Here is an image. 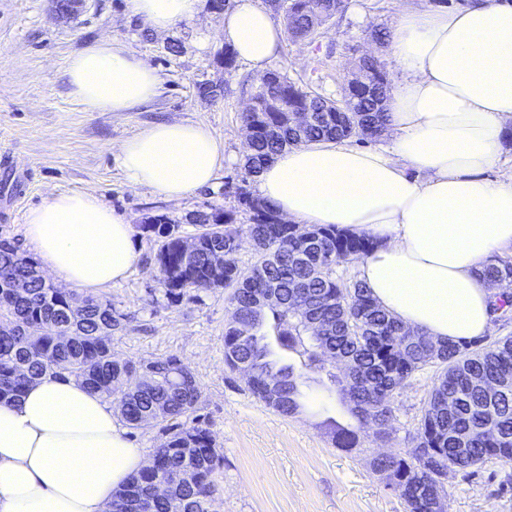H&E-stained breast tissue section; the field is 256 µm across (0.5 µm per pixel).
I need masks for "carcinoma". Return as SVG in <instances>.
<instances>
[{
    "label": "carcinoma",
    "instance_id": "carcinoma-1",
    "mask_svg": "<svg viewBox=\"0 0 512 512\" xmlns=\"http://www.w3.org/2000/svg\"><path fill=\"white\" fill-rule=\"evenodd\" d=\"M282 16L292 39H312L327 21L342 13L345 0H320L311 14L305 0H268ZM370 86L349 81L340 112H322L303 128L291 123L290 111L318 103L319 96L269 72L274 85L253 93V110L242 121L256 128L246 156L245 175L236 187L249 213L245 233L259 252L250 267L239 266L240 229L236 212L209 208L191 214L198 227L195 251L182 250L180 225L155 217L140 226L158 243L159 285L172 304L192 292L230 288L233 314L249 317L272 283L283 289V302L270 305L257 320L252 338L242 341L236 320L224 326V363L236 369L251 365L249 393L284 416L301 412L300 385L308 371L325 368L324 352L350 365L352 379L335 374L342 399L357 426L328 421L334 445L359 447L361 433L390 436L391 400L431 367L437 383L416 428L414 446L383 459H368L371 471L397 492L406 512H436L448 482V464L476 467L491 460L512 462V387L490 392L482 384L512 383V338H482L464 345L436 343L418 330L401 333L402 323L384 311L353 279L336 274L351 255L365 256L376 247L366 233L334 226L282 224L277 208L252 195L250 179L287 146L318 138L377 139L386 128L382 102L389 83L378 61ZM500 288L490 301L496 316L512 310V259L494 257L478 272ZM25 288L16 294L14 285ZM305 290L312 315L293 310L288 297ZM126 316L112 302L63 291L37 275L36 262L13 241L0 237V399H14L35 379L65 372L90 390L110 398L132 429L160 427L165 442L154 449L153 466L132 477L112 501V512H211L214 475L224 455L205 421L195 415L202 392L197 376L174 355L133 361L112 347V331L124 328ZM34 327L38 336H27ZM281 375L277 401L262 390L264 376ZM157 483L166 493L154 492Z\"/></svg>",
    "mask_w": 512,
    "mask_h": 512
}]
</instances>
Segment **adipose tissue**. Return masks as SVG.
Returning <instances> with one entry per match:
<instances>
[{"label":"adipose tissue","mask_w":512,"mask_h":512,"mask_svg":"<svg viewBox=\"0 0 512 512\" xmlns=\"http://www.w3.org/2000/svg\"><path fill=\"white\" fill-rule=\"evenodd\" d=\"M158 32L194 20L201 0H128ZM283 29L255 0H236L224 40L264 72ZM389 144L288 147L257 192L296 224L359 230L377 243L359 278L389 314L436 341L486 336L492 290L478 269L512 248V171L491 176L512 128V0L434 10L416 0L392 30ZM71 95L88 110L129 112L158 96L157 70L101 40L71 57ZM127 181L179 200L209 186L224 150L198 124L157 123L122 142ZM25 236L55 282L93 293L138 260L134 231L98 196L51 195L28 211ZM148 464L118 411L73 376L45 375L0 403V512H109Z\"/></svg>","instance_id":"1"}]
</instances>
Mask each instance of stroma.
Returning <instances> with one entry per match:
<instances>
[{"instance_id": "1", "label": "stroma", "mask_w": 512, "mask_h": 512, "mask_svg": "<svg viewBox=\"0 0 512 512\" xmlns=\"http://www.w3.org/2000/svg\"><path fill=\"white\" fill-rule=\"evenodd\" d=\"M413 0H347V6L313 40H284L272 69L329 99H341L359 58L372 54L392 67L391 44H378L374 30L392 29L401 6ZM223 15L203 8L198 18L157 32L133 16L127 0H84L72 19H58L52 0H0V236L30 253L25 216L51 194L95 193L135 226L138 261L122 281L100 297L128 318L112 333L115 351L135 360L177 356L197 376L206 421L224 467L214 476L218 491L212 512H405L397 493L373 474L367 459L376 448L335 447L326 418L351 423L347 405L312 373L303 411L280 416L254 398L239 373L224 364V326L232 310L229 289L201 291L170 304L158 283L156 245L138 227L156 216L180 225L208 206L239 207L232 190L246 158L241 115L261 83L247 64L224 69ZM100 39H115L134 50L162 78L160 93L130 112L89 111L70 94L69 59ZM179 53H170V44ZM222 94L199 95L201 84ZM161 122L205 126L224 147V165L213 183L171 201L151 188L130 184L118 158L120 143ZM437 377L419 373L392 402L393 434L384 449L411 447ZM446 512H512V463L490 461L459 470L445 485Z\"/></svg>"}]
</instances>
